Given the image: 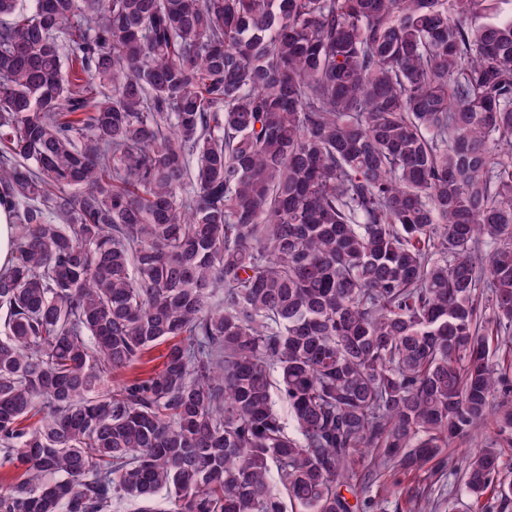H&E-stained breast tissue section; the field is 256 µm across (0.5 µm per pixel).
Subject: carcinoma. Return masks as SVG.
<instances>
[{
    "label": "carcinoma",
    "instance_id": "1",
    "mask_svg": "<svg viewBox=\"0 0 512 512\" xmlns=\"http://www.w3.org/2000/svg\"><path fill=\"white\" fill-rule=\"evenodd\" d=\"M500 2L0 0V512H355L494 397L512 501ZM13 206L6 196L0 197V268L11 265L14 255L15 225Z\"/></svg>",
    "mask_w": 512,
    "mask_h": 512
}]
</instances>
